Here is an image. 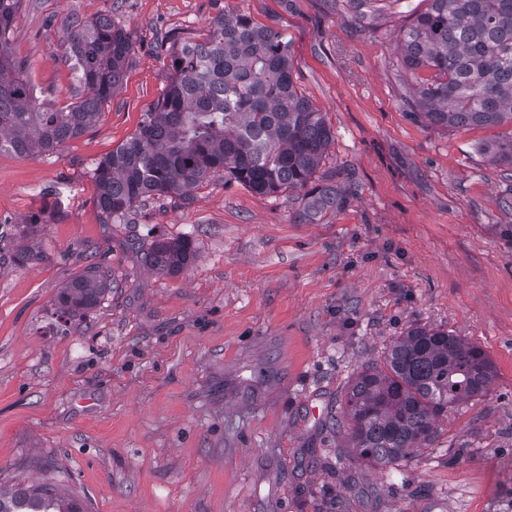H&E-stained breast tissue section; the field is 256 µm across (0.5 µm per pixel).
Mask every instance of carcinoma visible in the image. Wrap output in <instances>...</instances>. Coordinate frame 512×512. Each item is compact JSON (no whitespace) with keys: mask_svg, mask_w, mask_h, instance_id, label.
I'll list each match as a JSON object with an SVG mask.
<instances>
[{"mask_svg":"<svg viewBox=\"0 0 512 512\" xmlns=\"http://www.w3.org/2000/svg\"><path fill=\"white\" fill-rule=\"evenodd\" d=\"M23 0H0V153L53 155L86 133L120 86L132 49L109 16L68 24L61 57L85 95L62 109L39 101L11 52ZM399 65L429 70L413 106L432 127L509 131L480 146L512 168V0H429L400 35ZM333 135L324 113L296 88L290 41L246 13L215 17L203 41L177 40L164 93L135 132L93 170L96 207L125 224L150 198L179 196L217 175L261 195L302 192L297 224H317L342 209L345 191L315 184ZM36 224H20L24 264L38 256ZM194 260L187 238L156 240L144 253L152 270L178 276ZM112 271L93 266L57 296L66 320H81L112 291ZM494 377L488 354L448 331L413 326L396 338L385 362L363 367L345 396L355 457L389 467L429 447L448 410L484 396ZM0 512H88L49 479L0 483Z\"/></svg>","mask_w":512,"mask_h":512,"instance_id":"carcinoma-1","label":"carcinoma"}]
</instances>
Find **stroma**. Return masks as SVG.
<instances>
[{
  "mask_svg": "<svg viewBox=\"0 0 512 512\" xmlns=\"http://www.w3.org/2000/svg\"><path fill=\"white\" fill-rule=\"evenodd\" d=\"M425 0H26L11 42L56 108L75 82L58 49L74 19L131 35L121 87L59 154H0V483L54 477L90 512H505L512 505V181L479 152L492 129L428 126L396 40ZM243 11L287 34L298 91L333 139L318 178L351 187L320 224L298 192L218 176L189 201L104 220L92 172L164 91L173 38L203 40ZM37 219L42 259L16 265ZM189 238L163 276L142 256ZM115 286L64 322L60 289L89 265ZM413 325L481 346V398L449 409L435 442L381 469L334 422L349 383ZM143 258L152 270L174 277L191 265L194 251L188 238L156 240L148 247Z\"/></svg>",
  "mask_w": 512,
  "mask_h": 512,
  "instance_id": "35a3bbf8",
  "label": "stroma"
}]
</instances>
